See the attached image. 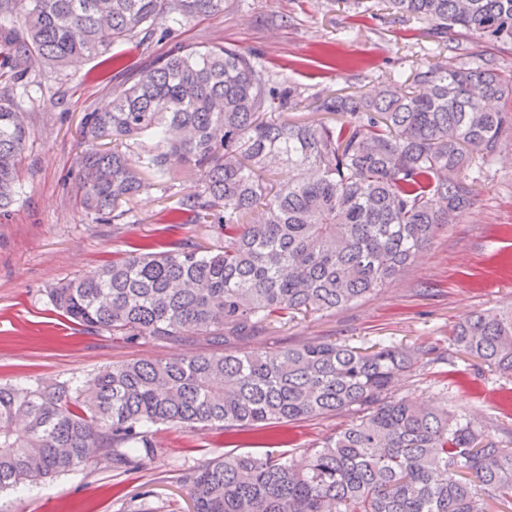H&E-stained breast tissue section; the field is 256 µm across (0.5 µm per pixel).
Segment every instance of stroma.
<instances>
[{
    "label": "stroma",
    "instance_id": "stroma-1",
    "mask_svg": "<svg viewBox=\"0 0 512 512\" xmlns=\"http://www.w3.org/2000/svg\"><path fill=\"white\" fill-rule=\"evenodd\" d=\"M373 14L354 16L338 0H230L216 16L177 26L147 49L122 46V64L105 68L86 60L58 73L31 68L26 89H12L33 136L23 153L21 189L0 214V383H62L88 379L104 368L137 360L189 357L209 350L200 338L128 341L71 321L55 310L48 291L80 277L152 239L165 244H216L205 227H166L190 183L177 169L154 190L129 205L123 229L98 223L77 200L75 162L85 113L101 112L112 88L132 77L147 59L173 43L224 44L255 56L276 80L294 83L311 99L352 94L374 96L386 78L405 82L432 60L435 45L412 38L414 21L366 0ZM473 204L444 225L431 246L395 281L363 301L321 316L298 315L230 341L228 350L269 351L320 341L368 347L393 340L414 352L410 375L397 394L418 405L466 415L495 435L512 433V404L504 395L512 377L479 371L450 344L453 326L473 312L512 304V133L501 137L483 167ZM351 414L320 416L281 428L283 450L297 466L306 450L345 427ZM264 431L224 433L159 427L157 452L141 472L124 475L109 461L0 493V512H117L121 502L151 491L157 512H194L174 480L176 473L227 454H262Z\"/></svg>",
    "mask_w": 512,
    "mask_h": 512
}]
</instances>
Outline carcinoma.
<instances>
[{"instance_id": "cac0c4a2", "label": "carcinoma", "mask_w": 512, "mask_h": 512, "mask_svg": "<svg viewBox=\"0 0 512 512\" xmlns=\"http://www.w3.org/2000/svg\"><path fill=\"white\" fill-rule=\"evenodd\" d=\"M426 24L440 48L366 103L316 98L339 125L273 116L299 102L251 56L222 44L181 45L112 87L104 112L85 113L77 161L80 203L104 223L156 188L128 166L117 141L149 139L147 168L197 173L166 218L204 224L224 244L162 247L139 241L112 262L49 291L71 320L132 340L202 338L216 349L169 360L115 364L93 379L0 384V491L93 464L105 456L135 472L154 456L153 427L249 431L348 411V427L308 449L307 468L283 457L230 454L179 472L194 512H489L512 506V440L478 431L446 408L392 395L410 351L378 342L307 343L274 351L221 348L229 336L294 314L333 312L399 277L452 216L471 205L475 182L512 113L496 56L463 41L512 50V0H386ZM228 0H0L18 30L0 38V79L13 85L33 64L63 71L82 59L146 46L161 24L185 25ZM455 35V45L448 36ZM450 52L451 56L444 55ZM32 131L0 95V212L15 201L18 163ZM286 165L293 178L270 179ZM453 345L512 376V305L476 311ZM26 423L25 434L14 425ZM483 488L480 497L475 486Z\"/></svg>"}]
</instances>
